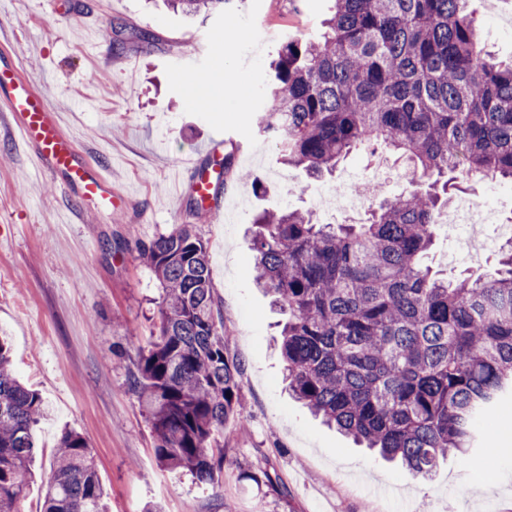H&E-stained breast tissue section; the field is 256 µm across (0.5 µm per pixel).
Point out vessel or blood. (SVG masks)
<instances>
[{"instance_id":"1","label":"vessel or blood","mask_w":512,"mask_h":512,"mask_svg":"<svg viewBox=\"0 0 512 512\" xmlns=\"http://www.w3.org/2000/svg\"><path fill=\"white\" fill-rule=\"evenodd\" d=\"M0 104L10 112L21 138L32 147L40 169L58 179L66 195L90 212L124 207L106 165L79 150L57 113L21 71L8 49L0 50Z\"/></svg>"}]
</instances>
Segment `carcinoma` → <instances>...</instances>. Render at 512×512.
Masks as SVG:
<instances>
[{"label": "carcinoma", "mask_w": 512, "mask_h": 512, "mask_svg": "<svg viewBox=\"0 0 512 512\" xmlns=\"http://www.w3.org/2000/svg\"><path fill=\"white\" fill-rule=\"evenodd\" d=\"M186 16L230 0H167ZM317 39H285L273 90L256 111L280 160L332 173L364 144L412 164L410 187L360 224H318L301 211L254 220V280L288 313L280 354L288 390L346 436L429 478L467 460L477 422L512 400V242L489 281H454L423 264L437 212L458 177L512 180V59L481 43L467 0H333ZM164 295L158 336L131 388L158 462L218 483L217 435L240 418L239 365L224 353L205 243L177 224L137 245ZM39 394L11 370L0 340V512H15L31 478ZM42 512H109L92 449L65 430Z\"/></svg>", "instance_id": "1"}]
</instances>
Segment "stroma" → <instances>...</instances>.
Instances as JSON below:
<instances>
[{"label": "stroma", "mask_w": 512, "mask_h": 512, "mask_svg": "<svg viewBox=\"0 0 512 512\" xmlns=\"http://www.w3.org/2000/svg\"><path fill=\"white\" fill-rule=\"evenodd\" d=\"M0 0V48L58 113L67 133L94 159L112 165L125 208L81 214L58 181L41 171L31 147L0 111V331L10 338L12 370L46 408L35 427L45 453L18 512L40 504L44 477L63 429L80 432L96 457L111 512H512V404L480 423L483 440L469 463L444 461L421 482L322 425L288 394L276 347L279 316L256 288L247 231L263 209L309 212L322 223L355 224L364 212L322 210L318 197L375 185L385 197L408 187L399 154L354 149L320 180L284 167L272 135L258 132L270 64L284 38H317L331 0H233L207 18L173 12L163 0ZM481 41L512 57V0H469ZM223 56L200 73L226 68L224 107H192L180 69L185 53L210 35ZM200 155L209 174L231 156L220 185L224 216L194 220ZM458 195L483 200L512 222V181L462 179ZM195 224L207 245L215 298L229 330L224 351L240 366L244 424L224 430L218 486L160 466L131 375L157 331L163 290L140 259L138 243L177 224ZM492 241L477 262L456 260V237L437 226L427 259L452 276L494 277L497 227L473 224ZM278 485L260 482L262 470Z\"/></svg>", "instance_id": "obj_1"}]
</instances>
